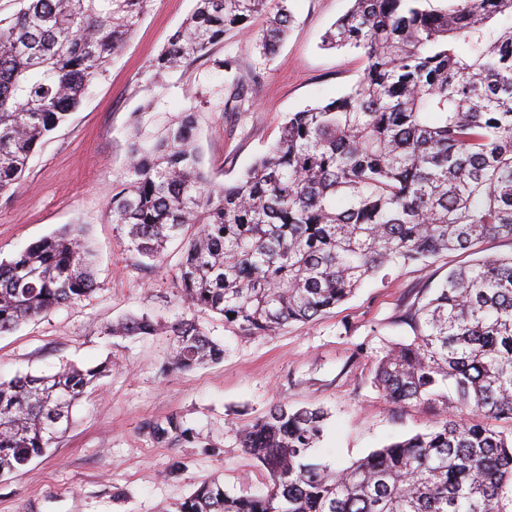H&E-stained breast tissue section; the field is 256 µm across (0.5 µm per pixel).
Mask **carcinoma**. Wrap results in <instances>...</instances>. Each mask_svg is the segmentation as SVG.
<instances>
[{
    "label": "carcinoma",
    "instance_id": "obj_1",
    "mask_svg": "<svg viewBox=\"0 0 512 512\" xmlns=\"http://www.w3.org/2000/svg\"><path fill=\"white\" fill-rule=\"evenodd\" d=\"M151 0H19L0 18V195L22 183L31 156L120 54ZM288 0H196L152 62L158 71L211 55L224 34L248 30L262 57L286 36ZM354 0L326 32L328 49H356L364 75L326 103L290 112L267 153L216 186L195 144V108L156 136L133 135L108 212L131 254L165 263L182 238L173 288L188 310L266 336L313 322L367 279L400 264L512 239V0ZM235 85L223 111L240 108ZM96 286L95 254L79 227L0 262V333ZM413 339L379 359L377 387L396 402L440 403L426 431L336 470L314 450L321 408L276 404L239 431L268 471L258 493L213 479L176 512H506L512 486V254L448 271L411 318ZM172 336L171 370L224 359L195 320L149 314L112 326L122 336ZM104 366L65 365L0 380V476L24 470L69 426L73 406ZM158 443L193 442L179 415L155 423Z\"/></svg>",
    "mask_w": 512,
    "mask_h": 512
}]
</instances>
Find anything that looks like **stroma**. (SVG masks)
Wrapping results in <instances>:
<instances>
[{
	"label": "stroma",
	"mask_w": 512,
	"mask_h": 512,
	"mask_svg": "<svg viewBox=\"0 0 512 512\" xmlns=\"http://www.w3.org/2000/svg\"><path fill=\"white\" fill-rule=\"evenodd\" d=\"M194 5L152 0L124 53L45 138L18 189L0 196V261L74 225L98 254L94 293L0 334V379L47 374L66 363L108 366L45 455L0 478V512H175L214 477L233 494L260 491L270 476L240 448L237 432L279 403L328 411L316 453L339 468L442 416L436 404L389 400L374 378L384 350L411 337L415 308L450 268L468 261L464 252L396 269L316 321L288 324L272 336H248L217 315L195 313L223 344L224 359L190 372L167 370L169 336L109 334L110 324L130 314L148 312L170 323L181 313L172 286L180 241L169 243L164 266H144L124 249L106 213L133 124L150 129L197 107V143L213 183L221 185L267 151L288 113L336 98L362 75L359 53L321 47L352 0H291L290 31L271 58L230 32L210 57L152 69ZM227 56L238 58V70L216 74L213 60ZM237 82L251 92L241 113L215 111ZM173 414L199 431L197 442H153L150 425ZM176 459L183 468L172 476Z\"/></svg>",
	"instance_id": "obj_1"
}]
</instances>
